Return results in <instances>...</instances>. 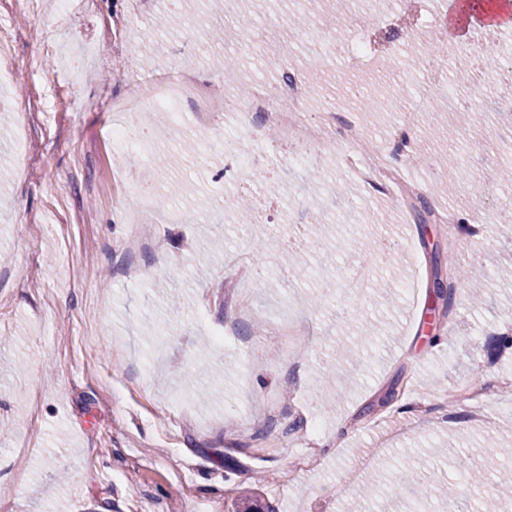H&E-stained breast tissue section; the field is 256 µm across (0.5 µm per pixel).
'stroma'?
<instances>
[{"label": "stroma", "mask_w": 512, "mask_h": 512, "mask_svg": "<svg viewBox=\"0 0 512 512\" xmlns=\"http://www.w3.org/2000/svg\"><path fill=\"white\" fill-rule=\"evenodd\" d=\"M372 2V26L353 5L312 0L300 27L296 0H185L178 19L169 0H95L64 19L60 0H0V46L18 59L0 86V512H231L255 493L276 512H409L418 497L479 512L459 462L499 456L487 441L512 422V279L500 276L512 182L499 175L512 167V64L469 74L477 114L457 127L445 91L420 93L440 30ZM200 21L220 44L191 37ZM352 29L399 32L381 43L387 69L346 43L324 64L318 31ZM281 46L311 119L336 117L308 162L289 163L255 115H216L222 142L200 140L188 103L177 129L145 110L134 133L154 139L152 155L113 141L130 74L150 82L182 62L218 84L222 54L250 87L272 86ZM413 105L424 120L397 169L425 182L428 205L454 207L464 250L346 163L347 123L369 152ZM240 151L256 171L230 172ZM143 179L153 232L132 248L122 193ZM233 195L252 207L224 225L214 258L206 216ZM364 237L387 245L367 294L350 278ZM456 269L483 283L480 305L462 287L439 296L434 279ZM290 318L307 334L296 351L275 329ZM342 343L360 364L333 356ZM199 355L209 376L187 378ZM467 385L485 392L487 422L451 400ZM305 454L315 470L296 468ZM415 464L425 484L412 493L401 481Z\"/></svg>", "instance_id": "obj_1"}]
</instances>
